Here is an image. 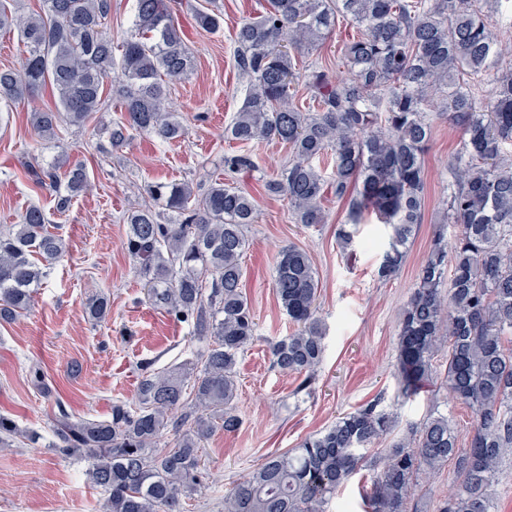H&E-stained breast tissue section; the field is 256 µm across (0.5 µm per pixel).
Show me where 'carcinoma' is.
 Masks as SVG:
<instances>
[{
    "label": "carcinoma",
    "instance_id": "cac0c4a2",
    "mask_svg": "<svg viewBox=\"0 0 512 512\" xmlns=\"http://www.w3.org/2000/svg\"><path fill=\"white\" fill-rule=\"evenodd\" d=\"M502 0H266L264 12L242 23L237 66L249 78L244 103L224 128L242 145L270 137L291 158L265 181L284 197L299 224H322L323 201L347 202V221L373 213L392 226L378 268L395 276L422 223L424 156L432 132L431 100L461 127L462 148L451 163L447 217L459 225L448 242L438 233L400 311L396 367L405 397L416 396L433 374V360L447 351L445 382L475 423L465 447L448 416H430L379 458L368 446L386 438L394 416L383 398L338 418L296 448L268 454L224 494V512H324L323 505L356 471H371L365 512H409L417 481L436 477L456 461L459 480L436 512H494L491 487L512 456V60L509 45L487 19ZM112 0H42L40 10L19 15L0 3V29L17 33L26 48L20 67L0 69V105L31 99L50 86L56 108L34 107L31 124L54 138L61 124L82 126L119 98L124 119L105 127L117 152L132 132L172 142L185 135L168 110L170 84L184 79L194 56L175 23L171 0H134L130 36L116 42L107 28ZM343 14L359 34L345 43L349 76L315 70L305 87L314 107L301 110L291 86L298 57L336 27ZM496 70L491 95L469 80ZM331 155L327 177L314 161ZM245 150L224 154L228 175L256 170ZM52 163L35 171V184L55 193V208L93 189L86 166L75 162L58 174ZM160 204H140L124 215V247L148 299L208 340L200 362L173 371L143 365L134 402L115 401L109 417L76 419L58 406L49 447L88 461L86 475L108 494L104 512H181V500L200 482L204 443L219 426L234 432L236 366L256 341V322L243 288L244 229L254 223L255 199L245 190L212 180L202 194L188 182L147 184ZM65 252L64 239L48 228L39 206L0 231V322L26 313L33 289ZM451 274L445 275L446 265ZM275 291L298 330L270 348L273 367L311 388L322 363L324 335L318 317V279L308 253L282 248ZM111 297L87 299L85 313L106 319ZM173 442L158 449L165 431ZM24 430L0 415V447Z\"/></svg>",
    "mask_w": 512,
    "mask_h": 512
}]
</instances>
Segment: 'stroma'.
I'll list each match as a JSON object with an SVG mask.
<instances>
[{"label": "stroma", "instance_id": "35a3bbf8", "mask_svg": "<svg viewBox=\"0 0 512 512\" xmlns=\"http://www.w3.org/2000/svg\"><path fill=\"white\" fill-rule=\"evenodd\" d=\"M265 0H175V20L196 66L171 85L170 102L186 129L185 138L163 143L135 135L123 151L106 149V125L122 115L118 100L95 113L84 127L60 128L54 142H44L29 120L32 106H54L50 88L32 101L12 104L0 114V230L18 223L31 205L41 206L51 231L63 235L66 252L38 288L31 310L15 322L0 324V413L38 435V443L17 439L0 448V512H103L106 495L91 486L88 463L65 458L49 447L57 403L76 418L103 419L112 404L136 397L141 363L170 370L195 359L207 347L191 326L176 321L148 301L125 253L122 220L139 190L156 182H189L204 192L223 176L225 152L235 142L224 128L246 96L247 78L236 64L235 34L243 20L259 16ZM212 7L221 17L217 31L195 23V13ZM356 28L346 18L335 32L306 54L304 68L343 69L344 44ZM432 137L425 154V208L400 272L380 280L377 269L389 229L375 215L347 224L346 202L328 197L326 223L296 224L286 199L272 197L265 181L286 165L288 147L275 141L252 145L258 169L238 174L235 185L256 203L254 224L245 235L244 290L255 314L256 342L237 364L235 400L238 430H217L204 444L200 486L183 499V512H224V493L270 452L297 447L309 435L334 424L358 406L383 396L395 415L390 435L370 447V454L408 436L430 415L444 414L460 435L473 426L469 409L451 401L444 381V357L424 392L407 399L396 371L399 313L411 296L417 270L436 233L454 238L447 224L452 182L448 164L461 149L463 133L447 113L430 110ZM86 164L96 188L73 199L65 213L55 209L54 195L36 187L32 173L52 159ZM348 227L353 240L341 249L337 232ZM288 244L305 249L318 272V303L325 328V351L312 388L298 391L296 375L275 369L269 345L292 334L294 324L280 306L274 286L278 250ZM105 290L112 309L106 321L92 324L84 312L89 295ZM39 367L51 393L37 390L30 376Z\"/></svg>", "mask_w": 512, "mask_h": 512}]
</instances>
